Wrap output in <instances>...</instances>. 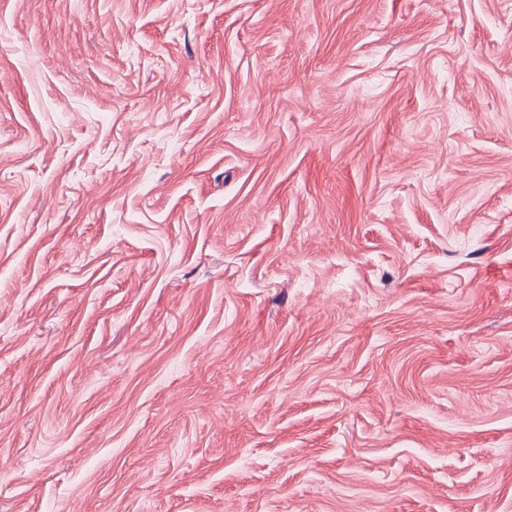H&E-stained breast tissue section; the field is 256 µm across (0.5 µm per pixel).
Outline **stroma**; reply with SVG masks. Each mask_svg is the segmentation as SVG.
Wrapping results in <instances>:
<instances>
[{
  "label": "stroma",
  "mask_w": 512,
  "mask_h": 512,
  "mask_svg": "<svg viewBox=\"0 0 512 512\" xmlns=\"http://www.w3.org/2000/svg\"><path fill=\"white\" fill-rule=\"evenodd\" d=\"M0 512H512V0H0Z\"/></svg>",
  "instance_id": "stroma-1"
}]
</instances>
